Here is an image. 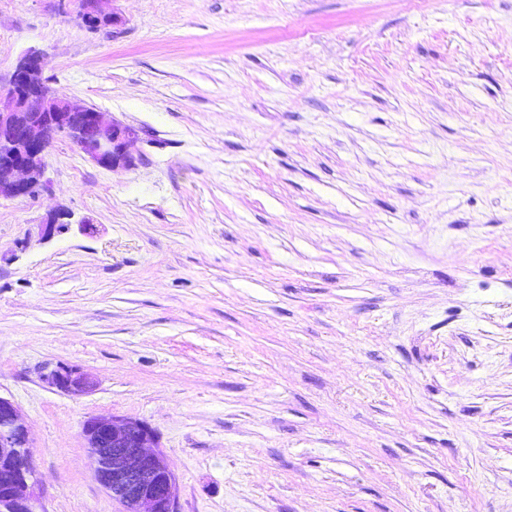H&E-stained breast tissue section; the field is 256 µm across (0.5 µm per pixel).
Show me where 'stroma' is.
Here are the masks:
<instances>
[{"mask_svg": "<svg viewBox=\"0 0 512 512\" xmlns=\"http://www.w3.org/2000/svg\"><path fill=\"white\" fill-rule=\"evenodd\" d=\"M108 7L0 0V75L41 51L139 132L130 168L56 138L49 191L0 199L41 512H124L100 414L155 430L179 512H512V0ZM70 2L73 12L84 26L88 22L99 24L101 21L106 23L105 28L114 25L113 12H109L103 7V4L110 0H72ZM48 380L58 390L75 395L87 393L95 387L91 377L73 366H59L51 372Z\"/></svg>", "mask_w": 512, "mask_h": 512, "instance_id": "obj_1", "label": "stroma"}]
</instances>
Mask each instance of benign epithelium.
Segmentation results:
<instances>
[{"label":"benign epithelium","mask_w":512,"mask_h":512,"mask_svg":"<svg viewBox=\"0 0 512 512\" xmlns=\"http://www.w3.org/2000/svg\"><path fill=\"white\" fill-rule=\"evenodd\" d=\"M108 0H71L82 24L114 25ZM43 54L29 50L14 64L6 80L0 79V198L36 197V186L46 184L47 134L67 138L86 157L107 167L133 164L129 151L137 130L124 126L107 112L76 100L61 98L43 88ZM71 213H57L38 225L39 235L53 237L60 221ZM49 383L70 394L95 387L86 373L60 366ZM95 479L125 512H177V485L154 430L129 417L91 416L82 426ZM30 437L13 402L0 397V512H37L31 467L23 462Z\"/></svg>","instance_id":"benign-epithelium-1"}]
</instances>
